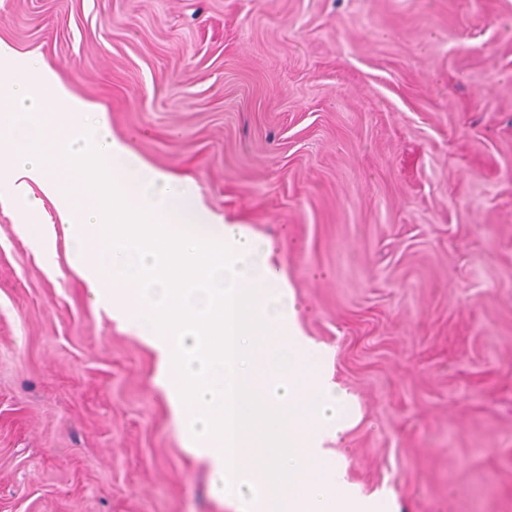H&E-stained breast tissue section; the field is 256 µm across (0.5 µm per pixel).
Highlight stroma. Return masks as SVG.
<instances>
[{
	"instance_id": "35a3bbf8",
	"label": "stroma",
	"mask_w": 512,
	"mask_h": 512,
	"mask_svg": "<svg viewBox=\"0 0 512 512\" xmlns=\"http://www.w3.org/2000/svg\"><path fill=\"white\" fill-rule=\"evenodd\" d=\"M113 135L272 241L395 512H512V0H0ZM0 203V512H233L64 239Z\"/></svg>"
}]
</instances>
